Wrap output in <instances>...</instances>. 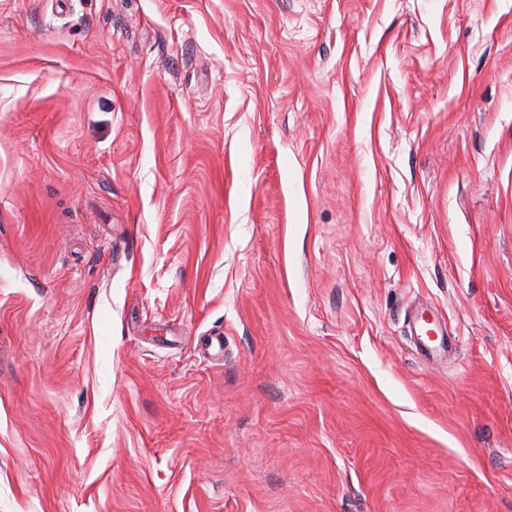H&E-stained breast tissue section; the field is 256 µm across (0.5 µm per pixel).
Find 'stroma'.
<instances>
[{"instance_id": "obj_1", "label": "stroma", "mask_w": 512, "mask_h": 512, "mask_svg": "<svg viewBox=\"0 0 512 512\" xmlns=\"http://www.w3.org/2000/svg\"><path fill=\"white\" fill-rule=\"evenodd\" d=\"M0 512H512V0H0Z\"/></svg>"}]
</instances>
